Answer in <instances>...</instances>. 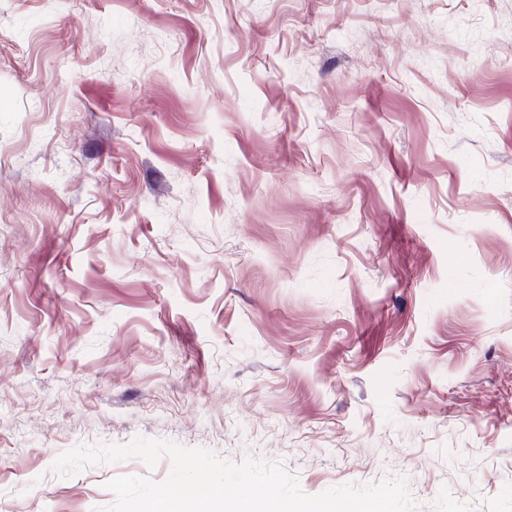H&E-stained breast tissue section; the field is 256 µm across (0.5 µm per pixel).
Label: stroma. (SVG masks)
<instances>
[{
	"label": "stroma",
	"instance_id": "35a3bbf8",
	"mask_svg": "<svg viewBox=\"0 0 512 512\" xmlns=\"http://www.w3.org/2000/svg\"><path fill=\"white\" fill-rule=\"evenodd\" d=\"M139 437L512 512V0H0V512Z\"/></svg>",
	"mask_w": 512,
	"mask_h": 512
}]
</instances>
